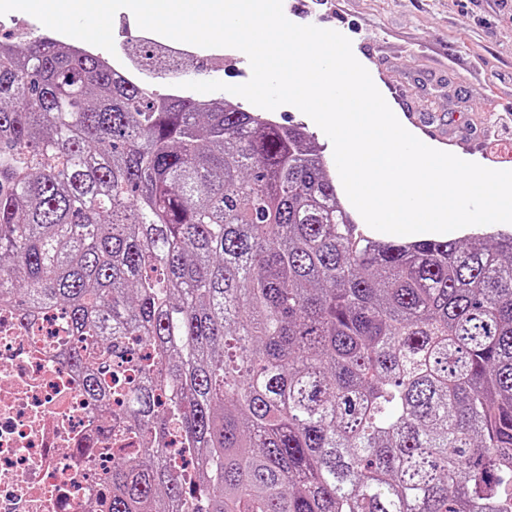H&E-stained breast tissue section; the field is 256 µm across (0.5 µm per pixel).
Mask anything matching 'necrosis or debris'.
Listing matches in <instances>:
<instances>
[{
    "label": "necrosis or debris",
    "mask_w": 512,
    "mask_h": 512,
    "mask_svg": "<svg viewBox=\"0 0 512 512\" xmlns=\"http://www.w3.org/2000/svg\"><path fill=\"white\" fill-rule=\"evenodd\" d=\"M61 316L20 325L0 307V512H92L105 499L118 433L61 356Z\"/></svg>",
    "instance_id": "4bbe7bcc"
}]
</instances>
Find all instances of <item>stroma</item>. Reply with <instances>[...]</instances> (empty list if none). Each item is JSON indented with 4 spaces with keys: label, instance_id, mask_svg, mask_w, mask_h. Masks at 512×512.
Returning <instances> with one entry per match:
<instances>
[{
    "label": "stroma",
    "instance_id": "35a3bbf8",
    "mask_svg": "<svg viewBox=\"0 0 512 512\" xmlns=\"http://www.w3.org/2000/svg\"><path fill=\"white\" fill-rule=\"evenodd\" d=\"M342 33L400 123L433 148L512 170V0H286Z\"/></svg>",
    "mask_w": 512,
    "mask_h": 512
}]
</instances>
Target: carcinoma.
<instances>
[{
  "instance_id": "cac0c4a2",
  "label": "carcinoma",
  "mask_w": 512,
  "mask_h": 512,
  "mask_svg": "<svg viewBox=\"0 0 512 512\" xmlns=\"http://www.w3.org/2000/svg\"><path fill=\"white\" fill-rule=\"evenodd\" d=\"M2 304L121 404L109 512H512V232L360 233L301 126L0 43Z\"/></svg>"
}]
</instances>
